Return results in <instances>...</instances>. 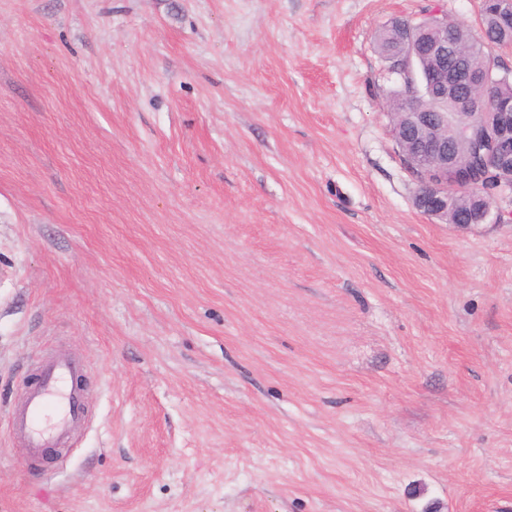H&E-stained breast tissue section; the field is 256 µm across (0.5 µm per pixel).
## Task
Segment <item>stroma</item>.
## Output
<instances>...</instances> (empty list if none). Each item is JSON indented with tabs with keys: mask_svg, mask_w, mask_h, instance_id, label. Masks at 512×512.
I'll return each mask as SVG.
<instances>
[{
	"mask_svg": "<svg viewBox=\"0 0 512 512\" xmlns=\"http://www.w3.org/2000/svg\"><path fill=\"white\" fill-rule=\"evenodd\" d=\"M480 7L0 0V512H512V202L416 207L375 42ZM82 379L80 363L56 353L42 363L36 381L11 409L13 438L31 460L48 448H69L88 426Z\"/></svg>",
	"mask_w": 512,
	"mask_h": 512,
	"instance_id": "stroma-1",
	"label": "stroma"
}]
</instances>
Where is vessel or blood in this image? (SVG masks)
<instances>
[{"instance_id":"vessel-or-blood-1","label":"vessel or blood","mask_w":512,"mask_h":512,"mask_svg":"<svg viewBox=\"0 0 512 512\" xmlns=\"http://www.w3.org/2000/svg\"><path fill=\"white\" fill-rule=\"evenodd\" d=\"M83 368L67 353L45 360L36 381L11 410L12 435L31 460L47 449L70 447L89 424L81 386Z\"/></svg>"}]
</instances>
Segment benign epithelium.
Here are the masks:
<instances>
[{
  "mask_svg": "<svg viewBox=\"0 0 512 512\" xmlns=\"http://www.w3.org/2000/svg\"><path fill=\"white\" fill-rule=\"evenodd\" d=\"M448 16L438 18V25L426 28L422 23L410 26V55L423 43L430 48L435 65L424 78L433 97L445 102L450 112H408L404 124L412 135L396 139L409 161L429 166L417 177L419 184L416 206L426 215L440 220L448 218V210L463 202L467 208L457 211L453 226L470 230L485 223L491 216L492 199L480 185L463 175V161L450 150L453 140L468 135V130L453 123L452 112L467 110L476 103L480 90L512 78V71L490 64L482 71L474 70L467 53L448 40ZM488 129V147L484 162L500 174L496 193L512 197V100L499 99L487 111L480 113Z\"/></svg>",
  "mask_w": 512,
  "mask_h": 512,
  "instance_id": "7a95c632",
  "label": "benign epithelium"
}]
</instances>
